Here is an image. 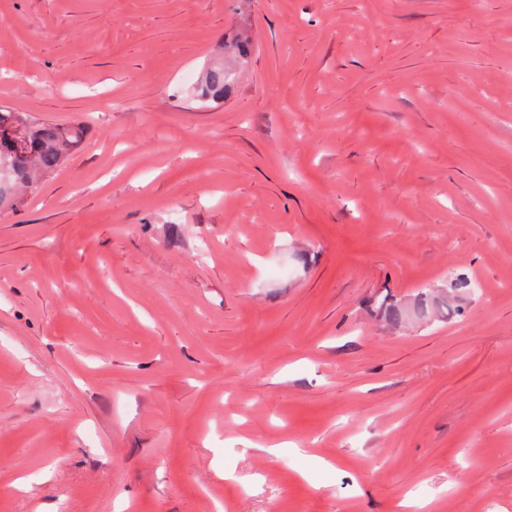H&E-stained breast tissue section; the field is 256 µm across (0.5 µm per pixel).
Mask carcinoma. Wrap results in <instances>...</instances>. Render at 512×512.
I'll use <instances>...</instances> for the list:
<instances>
[{"label": "carcinoma", "instance_id": "obj_1", "mask_svg": "<svg viewBox=\"0 0 512 512\" xmlns=\"http://www.w3.org/2000/svg\"><path fill=\"white\" fill-rule=\"evenodd\" d=\"M224 64L210 66L198 81L196 96L204 105L224 99ZM80 125H33L12 110L0 111V208L15 191L33 188L85 141Z\"/></svg>", "mask_w": 512, "mask_h": 512}]
</instances>
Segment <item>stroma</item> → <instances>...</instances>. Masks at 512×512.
<instances>
[{"label":"stroma","instance_id":"obj_1","mask_svg":"<svg viewBox=\"0 0 512 512\" xmlns=\"http://www.w3.org/2000/svg\"><path fill=\"white\" fill-rule=\"evenodd\" d=\"M0 106V512H512V0H0ZM224 64L210 66L198 81L196 96L204 105L224 99ZM80 125L28 124L19 112L0 111V209L15 191L34 188L85 141Z\"/></svg>","mask_w":512,"mask_h":512}]
</instances>
